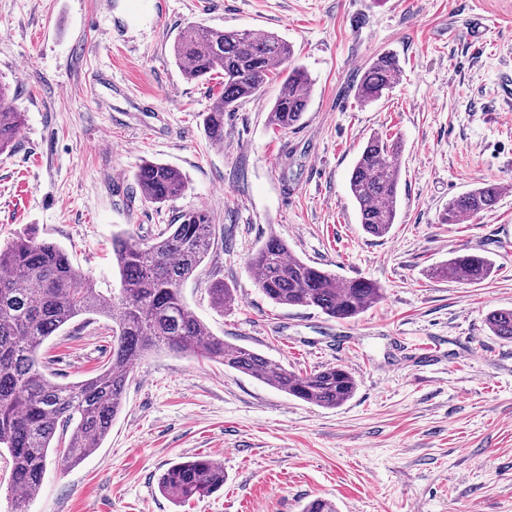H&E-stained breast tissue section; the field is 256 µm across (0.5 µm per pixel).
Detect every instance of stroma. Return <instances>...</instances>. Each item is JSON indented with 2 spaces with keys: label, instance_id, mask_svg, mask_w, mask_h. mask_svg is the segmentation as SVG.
I'll return each instance as SVG.
<instances>
[{
  "label": "stroma",
  "instance_id": "obj_1",
  "mask_svg": "<svg viewBox=\"0 0 512 512\" xmlns=\"http://www.w3.org/2000/svg\"><path fill=\"white\" fill-rule=\"evenodd\" d=\"M486 25L484 42L469 28ZM274 33L311 76L296 127L269 126L279 82L224 115L213 144L203 115L216 82L188 80L171 55L189 25ZM399 83L360 103L353 86L377 55ZM512 0H0V79L25 124L0 155V244L27 225L57 243L104 295L121 284L112 236L153 238L206 210L214 245L182 288L225 341L288 370L341 365L346 404H307L251 376L165 349L134 365L101 447L72 466L50 454L30 512H512V342L485 317L512 308ZM402 143L400 203L383 237L358 222L349 177L373 135ZM178 169L182 196L146 203L144 161ZM494 181V211L442 224L452 198ZM382 300L339 321L271 303L248 259L269 236ZM494 263L490 279L432 278L453 252ZM223 280L235 301L210 304ZM111 318L79 317L44 343L59 383L94 376L112 354ZM201 455L224 486L174 505L158 479Z\"/></svg>",
  "mask_w": 512,
  "mask_h": 512
}]
</instances>
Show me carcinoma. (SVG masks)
Instances as JSON below:
<instances>
[{
	"mask_svg": "<svg viewBox=\"0 0 512 512\" xmlns=\"http://www.w3.org/2000/svg\"><path fill=\"white\" fill-rule=\"evenodd\" d=\"M176 64L190 80L224 78L220 93L203 119L215 144L224 143V113L261 94L272 78H281L268 124L285 130L307 111L312 79L290 63V46L273 33L191 26L173 43ZM401 66L391 53L374 58L356 86L362 103L379 100L399 82ZM9 85L0 82V154L13 147L24 113L7 103ZM401 147L374 135L359 153L349 178L359 223L376 237L389 233L399 206ZM142 198L165 204L183 194L186 184L175 168L145 161L135 174ZM502 187L484 183L451 199L439 217L458 224L465 216L494 210ZM215 227L203 211L187 212L147 242L128 233L112 236V258L120 294L107 299L71 263L56 243L30 226L0 245V448L10 457L8 496L11 512H28L40 490L57 430L72 427L63 457L78 463L101 447L121 410L133 366L148 352L164 348L217 362L255 377L307 404L334 409L349 401L357 382L342 366L295 373L265 355L224 341L188 307L182 285L192 278L214 243ZM256 283L273 303L312 307L330 318L351 319L382 298V288L366 279H340L294 256L272 235L249 259ZM494 272L480 254L455 255L433 275L461 284H481ZM220 312L233 303L232 290L216 280L208 288ZM115 319L112 357L90 378L59 384L41 369L44 342L81 315ZM490 332L512 341V309L487 314ZM224 486V467L204 456L184 457L161 474L159 491L175 504L207 497Z\"/></svg>",
	"mask_w": 512,
	"mask_h": 512,
	"instance_id": "carcinoma-1",
	"label": "carcinoma"
}]
</instances>
